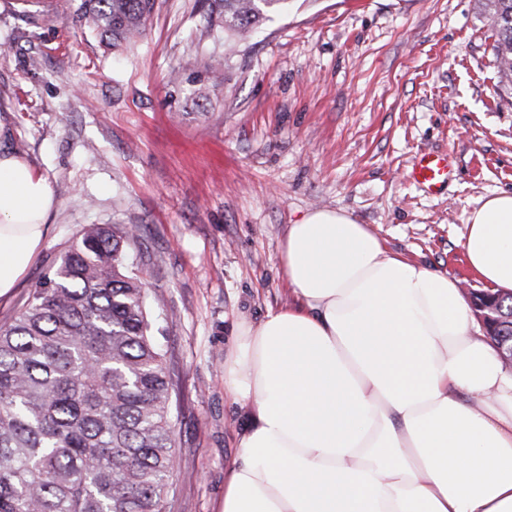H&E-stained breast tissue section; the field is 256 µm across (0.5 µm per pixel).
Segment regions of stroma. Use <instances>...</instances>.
<instances>
[{"instance_id": "35a3bbf8", "label": "stroma", "mask_w": 512, "mask_h": 512, "mask_svg": "<svg viewBox=\"0 0 512 512\" xmlns=\"http://www.w3.org/2000/svg\"><path fill=\"white\" fill-rule=\"evenodd\" d=\"M80 2L0 0V152L55 197L0 323L84 225L137 226L130 254L165 300L154 316L179 394L171 512H218L249 421L224 391V352L240 316L287 303L289 224L344 211L389 251L483 289L462 240L487 196L512 192V84L485 0H292L199 92L190 76L227 47L206 0H154L146 36L118 51ZM423 150L448 157L441 193L409 177Z\"/></svg>"}]
</instances>
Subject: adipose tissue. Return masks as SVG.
I'll return each instance as SVG.
<instances>
[{"mask_svg":"<svg viewBox=\"0 0 512 512\" xmlns=\"http://www.w3.org/2000/svg\"><path fill=\"white\" fill-rule=\"evenodd\" d=\"M47 177L0 154V298L49 230ZM472 271L512 291V193L467 219ZM288 304L235 323L224 390L250 410L220 512H512V367L457 279L339 210L289 225Z\"/></svg>","mask_w":512,"mask_h":512,"instance_id":"1","label":"adipose tissue"}]
</instances>
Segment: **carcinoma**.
Segmentation results:
<instances>
[{
  "label": "carcinoma",
  "instance_id": "1",
  "mask_svg": "<svg viewBox=\"0 0 512 512\" xmlns=\"http://www.w3.org/2000/svg\"><path fill=\"white\" fill-rule=\"evenodd\" d=\"M291 0H213L243 36ZM153 0H82L112 46L143 37ZM493 55L512 80V0H489ZM228 58L210 56L215 81ZM126 225L90 224L0 325V512H167L176 469L175 384L153 331ZM512 345V321L486 330Z\"/></svg>",
  "mask_w": 512,
  "mask_h": 512
}]
</instances>
